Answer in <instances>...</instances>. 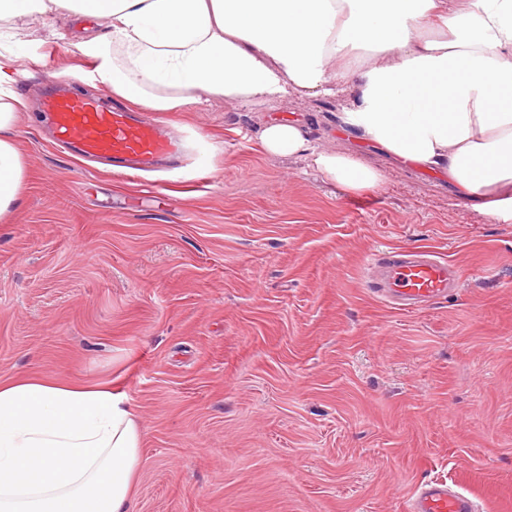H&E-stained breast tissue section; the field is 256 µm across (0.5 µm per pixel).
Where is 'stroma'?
<instances>
[{
    "instance_id": "1",
    "label": "stroma",
    "mask_w": 512,
    "mask_h": 512,
    "mask_svg": "<svg viewBox=\"0 0 512 512\" xmlns=\"http://www.w3.org/2000/svg\"><path fill=\"white\" fill-rule=\"evenodd\" d=\"M85 31L107 25L28 19L16 81L97 91L70 46ZM338 110L294 94L157 112L186 155L132 177L53 145L24 112L29 186L0 223V379L124 393L143 432L134 512H404L434 480L512 512V219L349 136ZM270 121L355 155L381 187L266 155ZM384 247L433 252L461 287L393 308L366 286Z\"/></svg>"
}]
</instances>
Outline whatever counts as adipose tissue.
I'll use <instances>...</instances> for the list:
<instances>
[{
  "label": "adipose tissue",
  "instance_id": "1",
  "mask_svg": "<svg viewBox=\"0 0 512 512\" xmlns=\"http://www.w3.org/2000/svg\"><path fill=\"white\" fill-rule=\"evenodd\" d=\"M61 11L105 20L75 41L113 98L176 112L212 99H340L341 121L399 160L447 172L492 221L512 214V0H0V23ZM0 45V223L28 183L14 139L24 102ZM349 190L379 171L315 147L302 124L259 132ZM143 435L123 394L0 382V512H130Z\"/></svg>",
  "mask_w": 512,
  "mask_h": 512
}]
</instances>
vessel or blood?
I'll list each match as a JSON object with an SVG mask.
<instances>
[{
  "label": "vessel or blood",
  "instance_id": "b4317fda",
  "mask_svg": "<svg viewBox=\"0 0 512 512\" xmlns=\"http://www.w3.org/2000/svg\"><path fill=\"white\" fill-rule=\"evenodd\" d=\"M42 107L55 139L88 158L143 171L182 151L181 140L164 125L129 112L105 95L87 96L51 84ZM367 269L370 291L401 310L445 298L462 280L445 260L391 248L371 253ZM406 512H477V506L459 489L436 480L419 487Z\"/></svg>",
  "mask_w": 512,
  "mask_h": 512
}]
</instances>
